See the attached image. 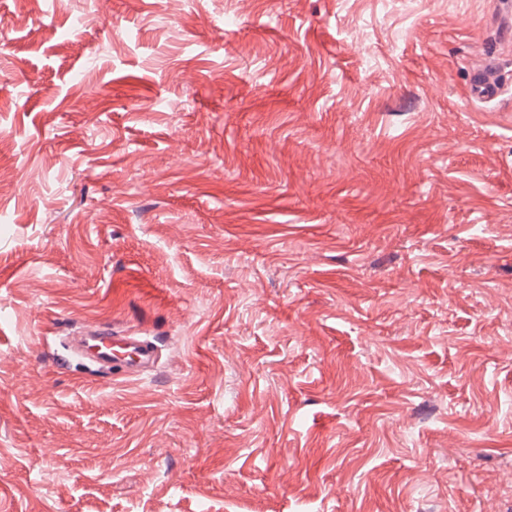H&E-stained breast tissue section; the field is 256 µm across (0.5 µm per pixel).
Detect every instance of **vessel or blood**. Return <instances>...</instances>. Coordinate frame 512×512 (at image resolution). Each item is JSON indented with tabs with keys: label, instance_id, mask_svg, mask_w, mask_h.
<instances>
[{
	"label": "vessel or blood",
	"instance_id": "1",
	"mask_svg": "<svg viewBox=\"0 0 512 512\" xmlns=\"http://www.w3.org/2000/svg\"><path fill=\"white\" fill-rule=\"evenodd\" d=\"M62 346L61 366H68L72 358L78 357L90 372L123 379L139 378L160 359V348L153 339L104 325L91 335L63 339Z\"/></svg>",
	"mask_w": 512,
	"mask_h": 512
}]
</instances>
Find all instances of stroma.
I'll return each mask as SVG.
<instances>
[{"label":"stroma","instance_id":"obj_1","mask_svg":"<svg viewBox=\"0 0 512 512\" xmlns=\"http://www.w3.org/2000/svg\"><path fill=\"white\" fill-rule=\"evenodd\" d=\"M0 42V512H512V0H0ZM87 321L159 364L61 369Z\"/></svg>","mask_w":512,"mask_h":512}]
</instances>
